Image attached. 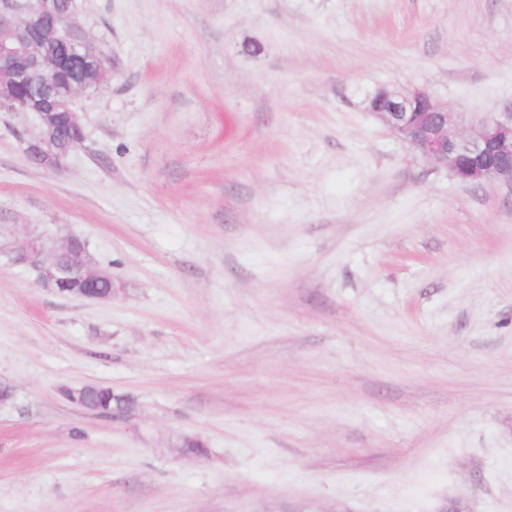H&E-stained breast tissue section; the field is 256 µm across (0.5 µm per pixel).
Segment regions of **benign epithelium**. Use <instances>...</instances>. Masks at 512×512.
Listing matches in <instances>:
<instances>
[{"instance_id":"7a95c632","label":"benign epithelium","mask_w":512,"mask_h":512,"mask_svg":"<svg viewBox=\"0 0 512 512\" xmlns=\"http://www.w3.org/2000/svg\"><path fill=\"white\" fill-rule=\"evenodd\" d=\"M76 12L75 0L65 9L60 0H0V112L35 116V131L21 135L24 153L38 166L55 172L65 168L70 156L55 143L57 116L65 115L71 127L83 131L75 99L100 87L88 83L86 74L92 68L112 72L105 53H88L90 39ZM59 74L69 77V86L62 91L56 86ZM20 88L29 99L25 105L15 99ZM372 114L458 181H493L512 188L511 112L466 117L448 111L423 88L401 87L387 92L384 105L372 107ZM15 232L14 224L0 225V235L9 240L0 256L11 264L33 267L46 288L55 291L74 281L92 286L111 277L81 246L79 235L49 239L30 230L16 248L10 243Z\"/></svg>"}]
</instances>
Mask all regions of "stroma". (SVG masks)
<instances>
[{"label": "stroma", "mask_w": 512, "mask_h": 512, "mask_svg": "<svg viewBox=\"0 0 512 512\" xmlns=\"http://www.w3.org/2000/svg\"><path fill=\"white\" fill-rule=\"evenodd\" d=\"M76 4L112 78L60 173L0 112V223L119 289L0 264V512H512V189L363 103L511 112L512 0ZM88 384L133 414L57 393ZM17 225H0V235L8 240L7 246L1 248L0 256L10 264L33 267L44 287L57 291V288L74 281L92 286L111 277L108 271L99 268L93 254L81 246V236L68 234L49 239L43 233L30 230L20 247L16 248L11 239L15 237ZM65 252L67 259L62 261L61 256ZM58 393L72 405L96 413L116 414L119 411L120 405H124L127 402L132 405L136 403L131 396L102 385L60 386ZM122 395L126 396V400L120 398Z\"/></svg>", "instance_id": "1"}]
</instances>
